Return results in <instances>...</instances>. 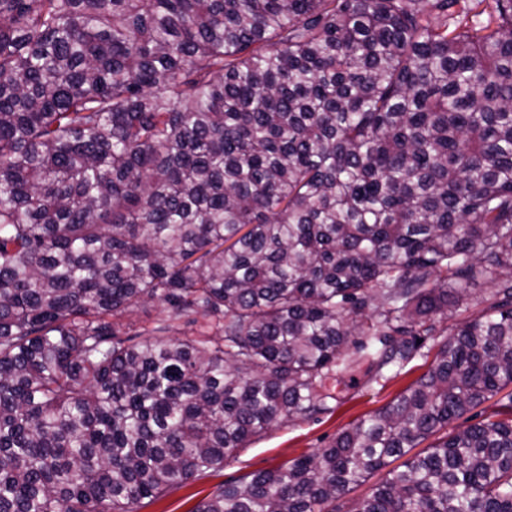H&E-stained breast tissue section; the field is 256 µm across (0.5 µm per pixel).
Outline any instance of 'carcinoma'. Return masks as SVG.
Masks as SVG:
<instances>
[{
	"instance_id": "carcinoma-1",
	"label": "carcinoma",
	"mask_w": 512,
	"mask_h": 512,
	"mask_svg": "<svg viewBox=\"0 0 512 512\" xmlns=\"http://www.w3.org/2000/svg\"><path fill=\"white\" fill-rule=\"evenodd\" d=\"M466 2L0 0V512H137L398 375L477 281L394 402L197 512L383 469L347 512H512V394L408 456L512 385V0ZM511 391L512 386H509L507 389L499 393L497 396L491 398L482 405L475 407L471 411L464 414L462 417L453 421L452 427L463 429L481 422L485 418V416L495 408V403L501 398H503L505 395L510 393Z\"/></svg>"
}]
</instances>
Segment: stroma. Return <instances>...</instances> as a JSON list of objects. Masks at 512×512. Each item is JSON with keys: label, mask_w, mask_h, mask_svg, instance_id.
Listing matches in <instances>:
<instances>
[{"label": "stroma", "mask_w": 512, "mask_h": 512, "mask_svg": "<svg viewBox=\"0 0 512 512\" xmlns=\"http://www.w3.org/2000/svg\"><path fill=\"white\" fill-rule=\"evenodd\" d=\"M430 365L429 359L415 358L397 376L373 387L342 392L332 412L299 418L275 425L253 437L226 461L223 469L198 475L168 488L158 498L142 500L137 512H196L213 491L224 482L273 469L327 447L359 419L391 404L409 388Z\"/></svg>", "instance_id": "stroma-1"}]
</instances>
